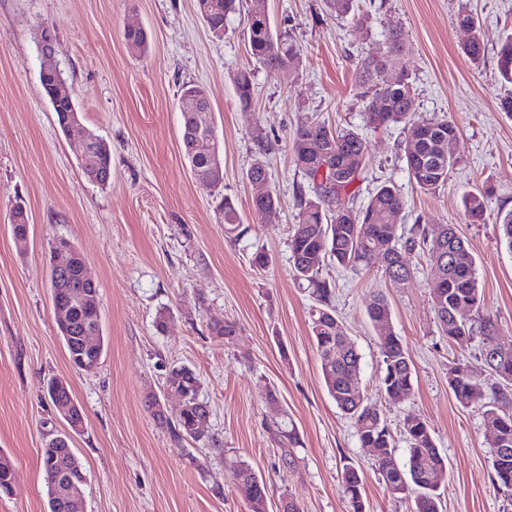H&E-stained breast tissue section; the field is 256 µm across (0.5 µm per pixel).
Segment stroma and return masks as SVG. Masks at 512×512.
<instances>
[{
    "instance_id": "1",
    "label": "stroma",
    "mask_w": 512,
    "mask_h": 512,
    "mask_svg": "<svg viewBox=\"0 0 512 512\" xmlns=\"http://www.w3.org/2000/svg\"><path fill=\"white\" fill-rule=\"evenodd\" d=\"M470 6L486 52L471 63L469 38L453 18ZM277 29L300 46L299 70L276 75L254 65L242 18L214 37L196 0H0V453L17 478L0 495V512H49L40 450L64 433L44 391L47 380L70 385L85 413L71 447L86 475L85 512H249L224 467L245 460L266 485L268 512L292 493L302 512H349L343 468L363 473L369 512H410L409 500L379 482L371 449L352 419L328 395L310 333L315 301L295 279L288 246L307 183L291 162L289 144L305 119L359 130L367 144L359 201L380 184L401 190L403 228L454 224L475 259L486 308L512 336V251L500 242L498 213L512 210V115L500 101L512 94L497 69V52L512 37V0H355L363 25L326 12L323 0H264ZM132 24L147 32V53L123 38ZM56 34V62L78 111L64 133L40 84L37 35ZM408 50L396 61L414 87L416 121L448 119L459 132V160L433 194L421 192L403 160L401 128L364 127L355 65L390 29ZM251 70L255 104L242 109L234 75ZM208 92L224 162V193L201 186L180 148L181 88ZM103 138L112 179L101 186L80 169L84 131ZM269 153H262L261 141ZM265 155L269 189L277 191L276 223L262 222L250 202L257 188L247 172ZM490 188L484 222L471 223L463 196ZM238 204L245 232L225 233L222 196ZM22 203L30 220L26 244L10 229ZM84 256L99 290L105 353L91 374L70 365L55 320L50 270L59 240ZM265 270L250 264L255 252ZM411 277L394 283L381 265L352 272L329 269L332 307L361 355V384L378 380L377 335L367 309L384 292L391 326L414 367L413 394L379 400L393 431L404 417L422 418L448 469L439 486L443 512H512L491 481L490 423L460 406L448 388V367L477 344H449L437 327L431 276L421 254L408 255ZM233 322L234 336H212L209 322ZM184 364L201 380L209 408L204 438L174 439L144 406L162 395L169 366ZM277 402H267V391ZM294 425L291 448L276 432Z\"/></svg>"
}]
</instances>
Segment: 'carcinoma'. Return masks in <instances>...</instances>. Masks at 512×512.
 <instances>
[{"instance_id":"carcinoma-1","label":"carcinoma","mask_w":512,"mask_h":512,"mask_svg":"<svg viewBox=\"0 0 512 512\" xmlns=\"http://www.w3.org/2000/svg\"><path fill=\"white\" fill-rule=\"evenodd\" d=\"M197 8L210 32L222 38L227 19L243 12L244 0H197ZM244 34L251 57L265 70H295L302 63L300 47L291 36L276 32L267 15L246 12ZM124 39L141 52L148 49V37L142 29L124 31ZM405 51L401 33L392 29L381 47L357 62L356 82L364 99L363 122L373 129L403 126V159L409 177L422 192L432 193L448 181L456 163V158L448 154V143L456 139L458 127L446 119L425 123L412 120L413 90L408 75H389L391 63ZM462 51L471 62L478 63L484 58L485 46L475 39ZM498 68L502 79L512 84V38L498 52ZM233 82L240 106L250 108L254 96L251 73L241 71ZM317 141L322 146L319 154L312 150V143ZM182 147L194 175H203L209 168L206 148L199 146L191 155L187 141H182ZM291 154L310 188V193L298 200L297 221L291 230L292 271L296 279L312 288L317 301L311 313V335L327 392L336 407L354 421L361 444L373 449V469L379 480L391 494L413 499V512H440V493L426 489L427 476L445 473L446 458L436 448L427 424L416 416L403 420L401 436L406 448L404 457H399L387 419L361 386V357L332 309L334 283L323 276V270L334 264L356 272L370 267L380 256L385 276L399 282L411 276L403 254L418 251L426 255L430 268L434 311L442 335L461 346L476 341L481 349L477 358L481 370H475L464 357L456 358L448 369V387L460 406L478 409L493 423L495 435L489 442L492 479L497 492L512 503V338L500 334L485 309L475 260L466 241L453 224H414L408 232H402L397 217L405 208V199L393 183L381 184L367 203L356 205L358 183L364 180L367 146L362 134L354 129L332 130L305 120L296 129ZM81 168L85 173L95 171L98 184L109 183L110 151L95 150ZM489 196L486 188L465 196L464 207L471 222L484 220ZM222 204L225 232L241 235L236 204L227 196L222 197ZM498 231L512 251V210L500 217ZM465 309L476 312L477 319L467 323L456 320L457 312ZM368 317L378 338V396L388 400L410 398L411 359L401 337L390 326L385 296H373ZM490 345L501 352L488 366L482 349ZM165 387L187 398L188 405L172 417L150 396L145 406L158 425L169 428L180 440L209 409L199 401L200 379L189 367L169 368ZM227 468L237 489L246 494L249 512H267L268 489L257 484L250 465L230 459ZM72 476L73 481L65 484L45 476L50 512H70L69 489L82 490L85 485L81 464H75ZM343 484L350 512H366L363 479L355 466H345Z\"/></svg>"}]
</instances>
